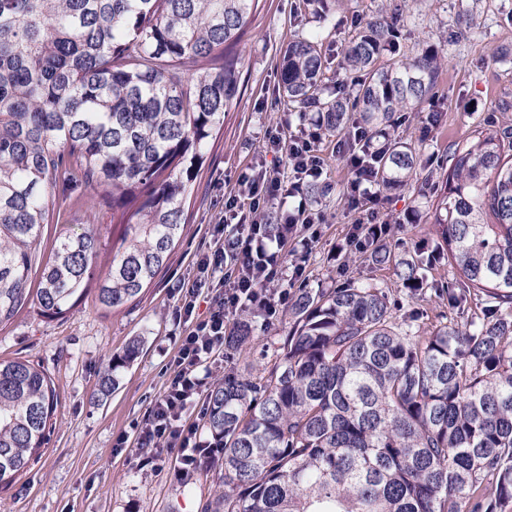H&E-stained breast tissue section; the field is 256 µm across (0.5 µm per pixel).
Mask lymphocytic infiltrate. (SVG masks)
<instances>
[{"label": "lymphocytic infiltrate", "mask_w": 512, "mask_h": 512, "mask_svg": "<svg viewBox=\"0 0 512 512\" xmlns=\"http://www.w3.org/2000/svg\"><path fill=\"white\" fill-rule=\"evenodd\" d=\"M318 138L315 129L292 138L288 146L291 178H281L279 173L262 168L239 176L241 196L230 197L224 203L230 230L217 240L212 251L197 260L199 275L186 290L184 312L192 313L205 288L219 287V303L182 337L173 361L174 376L155 400L139 432L140 444H165L177 449L182 468L197 467L209 452L208 446L197 440L195 429L187 426L184 415L201 402L208 390L210 364L224 345L227 315L250 308L258 311L264 322H271L280 309L286 308L291 288L302 278L301 261L311 242L308 232L322 220L303 191L306 181L320 178L323 172L316 150ZM347 166L351 173L348 202L356 215L352 231L367 239L380 238L387 226L374 220L373 207L379 191L361 156L350 155ZM290 198L296 199L297 205L287 224L276 233L262 222H248L237 214L244 205L256 212L276 203L284 204ZM289 243L294 246L296 259L288 265L283 261V249Z\"/></svg>", "instance_id": "obj_1"}]
</instances>
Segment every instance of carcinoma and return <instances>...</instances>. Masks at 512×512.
Instances as JSON below:
<instances>
[{
    "label": "carcinoma",
    "instance_id": "cac0c4a2",
    "mask_svg": "<svg viewBox=\"0 0 512 512\" xmlns=\"http://www.w3.org/2000/svg\"><path fill=\"white\" fill-rule=\"evenodd\" d=\"M258 0H0V325L30 301L63 317L91 284L106 309L134 302L180 240L208 139L240 95L233 49ZM402 15L360 18L337 68L349 97H321L319 35L278 63L277 93L360 153L381 190L410 186L422 154L393 134L436 94L435 47L391 63ZM112 202L123 227L107 271L99 236L60 220L55 187L75 173ZM436 234L391 266L407 293L371 283L298 288L278 362L228 374L207 396L202 428L219 449L224 488L204 512H512V128H479L425 179ZM446 264L448 321L425 330L403 314ZM245 313L224 346L251 340ZM140 341L112 359L99 391L120 383ZM50 377L0 360V482L37 460L54 413Z\"/></svg>",
    "mask_w": 512,
    "mask_h": 512
}]
</instances>
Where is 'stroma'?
<instances>
[{"mask_svg": "<svg viewBox=\"0 0 512 512\" xmlns=\"http://www.w3.org/2000/svg\"><path fill=\"white\" fill-rule=\"evenodd\" d=\"M387 3L346 0L340 6L331 0L321 20L299 0H259L247 34L235 49L241 94L209 141L186 205L188 221L166 268L136 302L122 309L103 308L90 290L65 316L45 317L32 304L0 326V358L40 365L53 381L56 403L38 460L8 486H0V512H202L222 483L218 468H208L194 483H186L175 471L176 450L164 447L157 450V466H136V427L170 383L169 363L183 332L192 319L205 318L215 305L214 292H202L192 319H185L179 312L182 290L196 276L198 255L214 245L224 200L237 193L238 176L259 162L281 175L290 173L286 141L308 128L309 120L277 94V64L289 41L318 33L330 64H337L352 35L353 15L380 14ZM398 43L403 56L430 44L445 56L432 108L441 115L439 126L430 127L428 111L421 109L402 127L404 138L418 145L424 156L440 158L449 145L463 142L487 120L512 124V112L492 110L498 100L512 101V0H412ZM275 133L282 139L277 146L270 141ZM318 150L325 164L322 179L332 191L317 204L325 221L315 227L304 273L307 287L332 288L355 279L392 296L403 294L391 270L337 255L336 247L345 243L354 220L348 209L350 172L336 138L320 136ZM82 193L76 183L59 185L61 221L74 227L94 224L100 238L96 266L103 271L119 244L120 227L113 224L107 201L91 209ZM426 206L417 182L382 198L378 219L391 224L398 250L429 236L431 226L422 217ZM252 329L247 349L221 350L213 381L228 372L257 375L274 366L289 329L287 311H280L267 326L253 319ZM137 337L142 340L140 353L123 370L118 390L94 401L112 355L122 353Z\"/></svg>", "mask_w": 512, "mask_h": 512, "instance_id": "35a3bbf8", "label": "stroma"}]
</instances>
